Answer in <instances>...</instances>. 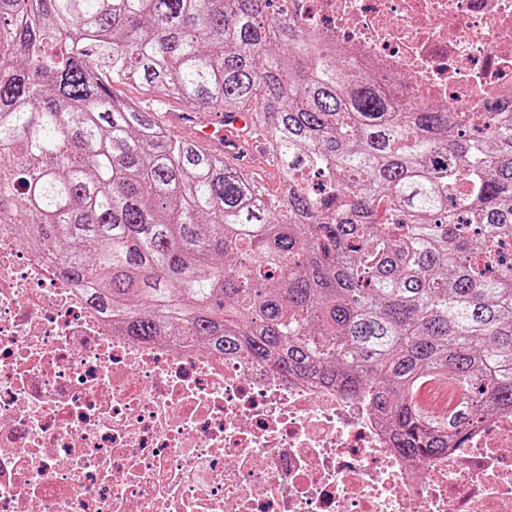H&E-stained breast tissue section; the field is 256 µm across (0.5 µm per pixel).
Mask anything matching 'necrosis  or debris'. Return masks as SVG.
<instances>
[{
  "label": "necrosis or debris",
  "mask_w": 512,
  "mask_h": 512,
  "mask_svg": "<svg viewBox=\"0 0 512 512\" xmlns=\"http://www.w3.org/2000/svg\"><path fill=\"white\" fill-rule=\"evenodd\" d=\"M404 107L512 98V0H291ZM0 512H512V414L447 455L272 362L113 333L0 224Z\"/></svg>",
  "instance_id": "4bbe7bcc"
}]
</instances>
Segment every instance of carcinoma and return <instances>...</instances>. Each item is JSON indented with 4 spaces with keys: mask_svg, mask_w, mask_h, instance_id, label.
I'll use <instances>...</instances> for the list:
<instances>
[{
    "mask_svg": "<svg viewBox=\"0 0 512 512\" xmlns=\"http://www.w3.org/2000/svg\"><path fill=\"white\" fill-rule=\"evenodd\" d=\"M170 97L249 114L279 193L171 136ZM469 120L393 111L288 0H0V223L121 335L365 395L411 460L512 413V101ZM457 385L452 380H431L420 386L415 400L418 407L428 415L443 417L453 407Z\"/></svg>",
    "mask_w": 512,
    "mask_h": 512,
    "instance_id": "1",
    "label": "carcinoma"
}]
</instances>
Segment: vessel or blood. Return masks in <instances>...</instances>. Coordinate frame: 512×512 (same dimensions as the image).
Masks as SVG:
<instances>
[{"instance_id": "1", "label": "vessel or blood", "mask_w": 512, "mask_h": 512, "mask_svg": "<svg viewBox=\"0 0 512 512\" xmlns=\"http://www.w3.org/2000/svg\"><path fill=\"white\" fill-rule=\"evenodd\" d=\"M177 125L186 127L194 144L204 151L223 153L227 161L242 165L261 151L258 140L249 138V117L237 112H183ZM457 386L452 380H431L420 386L415 400L428 415L443 417L453 407Z\"/></svg>"}]
</instances>
